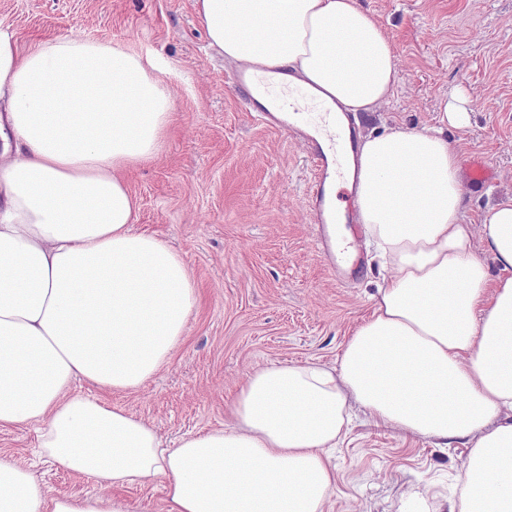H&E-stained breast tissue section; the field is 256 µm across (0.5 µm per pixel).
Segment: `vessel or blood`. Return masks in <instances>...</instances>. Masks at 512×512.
Masks as SVG:
<instances>
[{
  "instance_id": "b4317fda",
  "label": "vessel or blood",
  "mask_w": 512,
  "mask_h": 512,
  "mask_svg": "<svg viewBox=\"0 0 512 512\" xmlns=\"http://www.w3.org/2000/svg\"><path fill=\"white\" fill-rule=\"evenodd\" d=\"M248 109L259 113L269 126L288 130L290 136L304 143L315 169L308 196V207L318 226L317 245L328 259L332 272L345 270L348 250L336 236V225L356 221L353 211H338L336 187L348 182V170L357 149L358 130L354 123H341L335 109L321 103L313 112L299 109L294 100L274 96L276 79L260 77L241 70L231 78Z\"/></svg>"
}]
</instances>
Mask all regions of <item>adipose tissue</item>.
Here are the masks:
<instances>
[{
  "instance_id": "ef3b65f1",
  "label": "adipose tissue",
  "mask_w": 512,
  "mask_h": 512,
  "mask_svg": "<svg viewBox=\"0 0 512 512\" xmlns=\"http://www.w3.org/2000/svg\"><path fill=\"white\" fill-rule=\"evenodd\" d=\"M217 55L291 68L346 111L398 84L380 23L358 0H195ZM0 429L34 428L42 457L107 495L46 499L33 465L0 459V512H133L113 491L162 476L167 512H325L327 451L350 405L471 449L451 512H512V201L461 219L459 159L441 130L362 140L355 204L389 276L335 366L272 363L246 377L231 423L164 446L82 379L143 387L183 342L198 290L182 257L138 230L123 172L157 158L173 99L156 65L57 36L20 51L0 27ZM506 278L488 279L486 258Z\"/></svg>"
}]
</instances>
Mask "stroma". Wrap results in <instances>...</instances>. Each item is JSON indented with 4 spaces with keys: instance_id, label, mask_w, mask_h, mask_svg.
I'll list each match as a JSON object with an SVG mask.
<instances>
[{
    "instance_id": "35a3bbf8",
    "label": "stroma",
    "mask_w": 512,
    "mask_h": 512,
    "mask_svg": "<svg viewBox=\"0 0 512 512\" xmlns=\"http://www.w3.org/2000/svg\"><path fill=\"white\" fill-rule=\"evenodd\" d=\"M390 40L399 81L393 96L355 113L360 135L442 128L459 159L491 172L465 186L462 221L512 200V0H360ZM0 25L20 48L61 35L150 54L167 69L174 120L161 155L125 175L139 228L185 261L199 292L187 335L145 385L115 393L86 381L74 393L125 409L165 441L229 422L236 385L271 364H335L371 310L385 273L363 236L356 278L337 285L315 242L306 149L246 110L227 83L232 62L208 49L195 0H0ZM480 38H473V29ZM464 90L466 127L442 126L447 98ZM353 427L332 452L330 512H400L413 497L449 512L468 457L462 439L410 436L355 409ZM0 458L34 464L47 496L99 494L95 480L36 456V433L0 430Z\"/></svg>"
}]
</instances>
